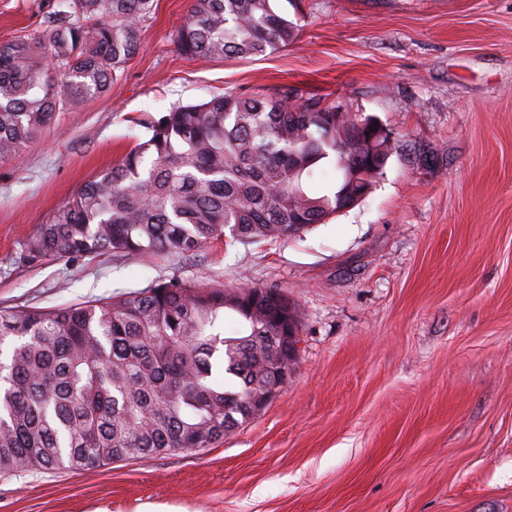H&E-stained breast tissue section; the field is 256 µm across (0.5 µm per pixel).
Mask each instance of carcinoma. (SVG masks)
Here are the masks:
<instances>
[{
  "instance_id": "carcinoma-1",
  "label": "carcinoma",
  "mask_w": 512,
  "mask_h": 512,
  "mask_svg": "<svg viewBox=\"0 0 512 512\" xmlns=\"http://www.w3.org/2000/svg\"><path fill=\"white\" fill-rule=\"evenodd\" d=\"M275 0H192L181 54L253 59L296 43ZM46 42L0 43V160L58 112L103 96L140 49L155 0H52ZM377 119L282 86L226 91L141 122L144 136L22 245L21 259L193 256L213 243L296 236L364 200L397 148L366 144ZM276 288L227 291L177 276L55 308L0 310V474L83 470L196 452L248 422L266 385ZM237 329L224 334L225 317Z\"/></svg>"
}]
</instances>
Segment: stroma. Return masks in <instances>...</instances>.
Listing matches in <instances>:
<instances>
[{"instance_id":"stroma-1","label":"stroma","mask_w":512,"mask_h":512,"mask_svg":"<svg viewBox=\"0 0 512 512\" xmlns=\"http://www.w3.org/2000/svg\"><path fill=\"white\" fill-rule=\"evenodd\" d=\"M50 0H0V42L46 34ZM192 0H158L101 98L0 162V310L52 308L178 276L278 287L287 385L193 453L0 476V512H512V0H277L300 26L253 60L182 56ZM284 84L391 129L368 198L296 237L197 257L27 263L20 245L140 120Z\"/></svg>"}]
</instances>
